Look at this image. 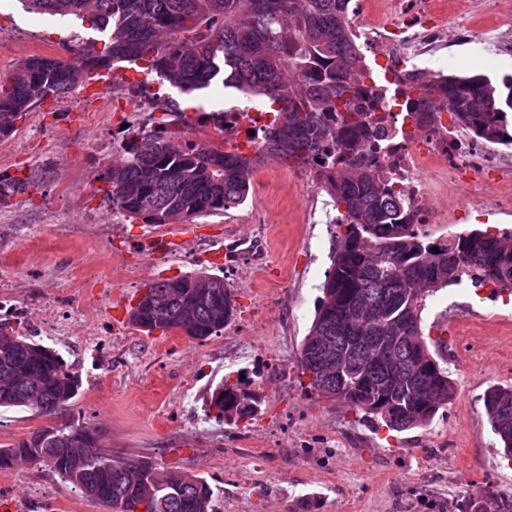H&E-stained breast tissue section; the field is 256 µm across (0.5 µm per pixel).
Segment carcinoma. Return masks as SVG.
I'll list each match as a JSON object with an SVG mask.
<instances>
[{
	"label": "carcinoma",
	"mask_w": 512,
	"mask_h": 512,
	"mask_svg": "<svg viewBox=\"0 0 512 512\" xmlns=\"http://www.w3.org/2000/svg\"><path fill=\"white\" fill-rule=\"evenodd\" d=\"M36 13L72 16L89 21L104 34L103 50L89 45L79 60L32 55L0 78V138L16 131V122L50 96L65 95L93 74L123 61L138 63L185 93L219 80L263 95L281 104L278 121L268 127L261 156L226 154L196 146L182 131L165 122L122 144L120 162L108 164L99 180L112 211L145 224H181L210 213L226 212L247 197L254 166L260 159L309 164L326 177L344 224L300 350L302 373L315 357L313 341L330 336L348 355V381L363 374L384 377L400 402L391 411H375L364 390L343 398L363 417L382 420L402 432L427 425L448 406L455 387L448 369L426 360L430 372L416 376L434 392V402L416 409L410 401L409 371L420 358L414 337L424 338L421 313L439 290L467 279L492 283L512 292V234L471 231L452 241L433 239L412 223L404 200L387 182L371 173L363 156L336 154L341 132L362 125L351 108L360 94L353 63L351 33L344 24L343 0H22ZM448 111L478 137L512 143V77L500 83L488 77L455 75L438 87ZM26 188V179L0 174V202ZM438 248L435 253L432 248ZM154 308L146 315L134 306L132 325L144 332L178 331L202 342L224 330L212 309L232 299L224 278L190 273L147 286ZM381 336L402 337L391 357L396 370L384 371L368 347ZM0 375L11 374L15 385L0 389V408L26 409L52 422L0 448V471L17 466L25 456L31 464L49 466L82 496L108 512H137L154 491L149 512H215L216 492L199 475L161 470L143 458L103 454L84 432L59 420L78 396L81 376L49 347L32 341L0 320ZM252 382L227 381L211 393L213 418L224 419L229 403L247 422ZM484 408L493 434L512 457V387H490ZM462 512H512V495L468 498Z\"/></svg>",
	"instance_id": "cac0c4a2"
}]
</instances>
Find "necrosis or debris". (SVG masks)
Masks as SVG:
<instances>
[{
	"instance_id": "1",
	"label": "necrosis or debris",
	"mask_w": 512,
	"mask_h": 512,
	"mask_svg": "<svg viewBox=\"0 0 512 512\" xmlns=\"http://www.w3.org/2000/svg\"><path fill=\"white\" fill-rule=\"evenodd\" d=\"M346 7L364 75L354 106L365 124L337 143V151L364 155L421 226L511 220L512 148L478 139L447 109L415 107L406 91L430 86L463 54L491 69L493 53L485 45L512 52V0H347ZM106 91L86 105L88 118L118 121L130 135L136 129L126 113L170 107V94L152 79L135 87L115 80ZM273 118L265 103L246 99L225 108L223 125L194 123V140L255 152ZM254 195L266 204L262 224H311L330 205L322 178L305 169L272 167L256 176Z\"/></svg>"
}]
</instances>
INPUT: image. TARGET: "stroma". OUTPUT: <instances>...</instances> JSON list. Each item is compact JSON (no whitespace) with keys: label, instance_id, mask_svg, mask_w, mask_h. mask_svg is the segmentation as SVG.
<instances>
[{"label":"stroma","instance_id":"stroma-1","mask_svg":"<svg viewBox=\"0 0 512 512\" xmlns=\"http://www.w3.org/2000/svg\"><path fill=\"white\" fill-rule=\"evenodd\" d=\"M0 23L27 51L0 56V75L45 37L101 42L80 20L0 0ZM45 132L29 139L36 120ZM111 125L81 112L28 113L0 139V173L27 179L0 208V299L22 307L20 332L59 353L82 388L67 416L107 429L114 453L151 458L215 487L216 512H459L466 497L512 494V464L483 408L490 386H512V296L463 282L434 293L425 340L447 367L455 396L427 427L388 430L339 401L310 393L298 365L338 230L312 224H236L232 213L189 225L113 222L98 174ZM241 237L257 259L229 269ZM204 271L223 277L237 310L203 342L146 334L129 312L146 285ZM59 333L45 335L48 320ZM253 381L260 413L229 425L209 418L210 389ZM0 512H106L44 465L0 472Z\"/></svg>","mask_w":512,"mask_h":512}]
</instances>
